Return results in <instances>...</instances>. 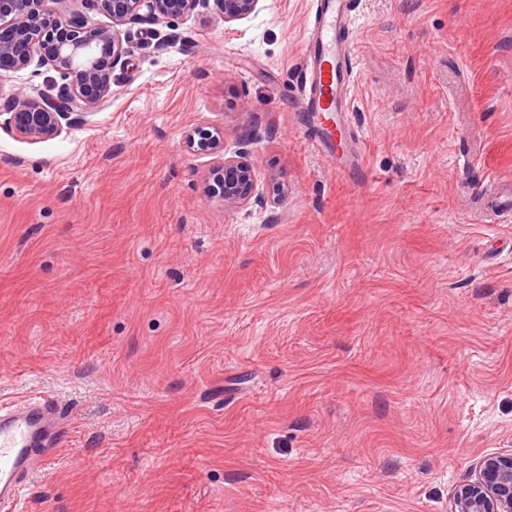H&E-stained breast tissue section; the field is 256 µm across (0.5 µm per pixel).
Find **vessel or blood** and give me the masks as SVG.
Segmentation results:
<instances>
[{
  "instance_id": "b4317fda",
  "label": "vessel or blood",
  "mask_w": 512,
  "mask_h": 512,
  "mask_svg": "<svg viewBox=\"0 0 512 512\" xmlns=\"http://www.w3.org/2000/svg\"><path fill=\"white\" fill-rule=\"evenodd\" d=\"M358 54L355 0H315L302 69L301 100L312 128L313 147L345 169L343 126L351 110ZM485 194L492 209L512 213V187L488 179ZM66 435L57 405L34 399L0 411V512L15 505L22 481L41 455Z\"/></svg>"
}]
</instances>
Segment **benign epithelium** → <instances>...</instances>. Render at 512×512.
Segmentation results:
<instances>
[{"label": "benign epithelium", "mask_w": 512, "mask_h": 512, "mask_svg": "<svg viewBox=\"0 0 512 512\" xmlns=\"http://www.w3.org/2000/svg\"><path fill=\"white\" fill-rule=\"evenodd\" d=\"M67 0H0V71L23 70L38 61L58 73L54 94L14 95L6 126L17 137L40 142L61 133L104 106L112 95V71L130 54L122 26L142 16L172 24L194 13L208 0H85L112 16L110 27H89L84 17H61ZM224 23L255 12L259 0H214ZM194 154L219 158L224 207L243 208L256 197L257 175L246 152L224 145V130L212 124L191 127L183 140ZM267 202L288 197V184L270 179ZM451 512H512V453L482 455L469 476L452 492Z\"/></svg>", "instance_id": "1"}]
</instances>
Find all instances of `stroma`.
Wrapping results in <instances>:
<instances>
[{"mask_svg": "<svg viewBox=\"0 0 512 512\" xmlns=\"http://www.w3.org/2000/svg\"><path fill=\"white\" fill-rule=\"evenodd\" d=\"M356 4L346 172L300 109L311 0L127 24L100 110L0 126V406L69 425L22 512H451L512 451V0ZM55 77L0 74V113ZM199 123L287 200L206 194ZM509 183H504L496 178H489L485 187V195L488 204L493 210L504 213H512V188Z\"/></svg>", "mask_w": 512, "mask_h": 512, "instance_id": "1", "label": "stroma"}]
</instances>
